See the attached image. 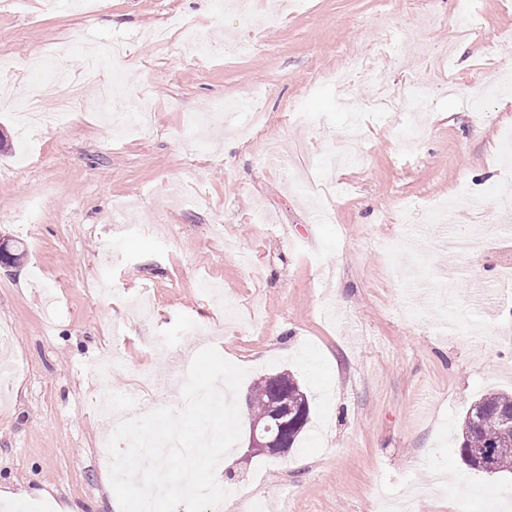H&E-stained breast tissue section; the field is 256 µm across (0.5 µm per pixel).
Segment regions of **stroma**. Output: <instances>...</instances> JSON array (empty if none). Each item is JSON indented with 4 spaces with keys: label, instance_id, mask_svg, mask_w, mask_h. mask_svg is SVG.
Here are the masks:
<instances>
[{
    "label": "stroma",
    "instance_id": "35a3bbf8",
    "mask_svg": "<svg viewBox=\"0 0 512 512\" xmlns=\"http://www.w3.org/2000/svg\"><path fill=\"white\" fill-rule=\"evenodd\" d=\"M39 0H0V70L15 99L28 95L36 49L55 46L73 67L90 47L121 40L118 68L71 84H42L50 111L73 98V116L24 141L10 108L0 129V239L22 242L0 267V490L18 512H120L95 452L115 425L96 413L91 376L109 353L113 392L137 391L145 411L192 352L156 350L182 328L246 368L242 390L278 372L296 377L311 404L289 452L251 453L239 441L222 470L224 512H383L415 490L417 512H512V474L468 469L459 454L468 408L512 392V165L501 144L512 95L476 104L461 90L512 66V0H476L479 22L458 35V0H291L268 20L215 0H108L80 12L45 13ZM188 21L210 53H189L181 34L150 31ZM496 30L504 41H486ZM398 40L373 79L351 76L344 106L330 75L374 41ZM121 70L126 98L147 101L146 131L110 139L93 105L97 83ZM430 89L420 111L399 93ZM393 95L371 111L373 85ZM250 103L236 123L219 105ZM216 113L195 137L185 114ZM316 115L307 126L297 115ZM355 137L361 161H322L336 139ZM468 181L487 222L476 251L459 254L421 222L453 201L452 221L471 232ZM32 217L20 228L21 212ZM264 212L265 223L255 221ZM110 294L91 293L94 280Z\"/></svg>",
    "mask_w": 512,
    "mask_h": 512
}]
</instances>
